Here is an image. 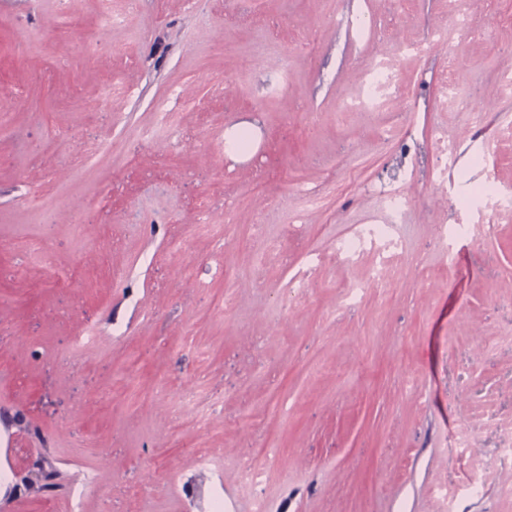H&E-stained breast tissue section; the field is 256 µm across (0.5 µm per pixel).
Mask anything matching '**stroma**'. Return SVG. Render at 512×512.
I'll return each mask as SVG.
<instances>
[{
	"label": "stroma",
	"mask_w": 512,
	"mask_h": 512,
	"mask_svg": "<svg viewBox=\"0 0 512 512\" xmlns=\"http://www.w3.org/2000/svg\"><path fill=\"white\" fill-rule=\"evenodd\" d=\"M510 74L512 0H0V512H512Z\"/></svg>",
	"instance_id": "1"
}]
</instances>
